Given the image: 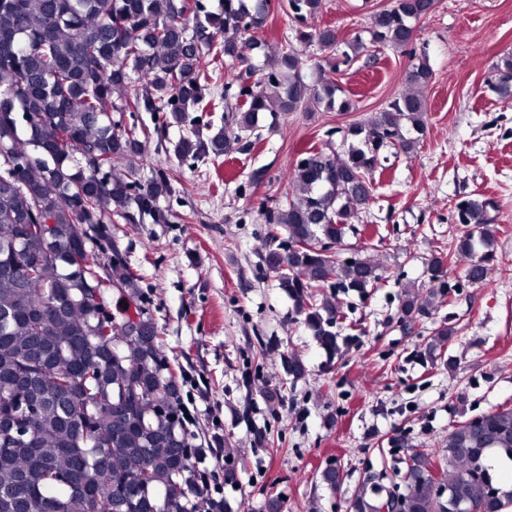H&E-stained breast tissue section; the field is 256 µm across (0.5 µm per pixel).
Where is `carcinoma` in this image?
<instances>
[{
    "mask_svg": "<svg viewBox=\"0 0 512 512\" xmlns=\"http://www.w3.org/2000/svg\"><path fill=\"white\" fill-rule=\"evenodd\" d=\"M435 0H390L372 16L371 43L409 57V89L386 108L343 131L345 157L309 149L294 164L285 200L259 202L268 231L262 261L278 274L307 329L329 356L346 340L335 331L344 318L327 293L331 288L372 294L383 267L369 257L341 256L356 233L359 214L371 203L373 174L382 150L404 154L420 146L426 129L424 89L433 74L416 59L415 24ZM322 0H0V416L15 415L22 439L0 435V512H234L212 496L209 479L192 459L206 454L188 433L186 409L158 326L137 274L117 249L112 260L94 238L69 247L87 224H168L160 199L171 193L170 175L142 176V146L152 132L193 123L173 145L181 161L247 153L259 114L323 108L347 112L352 102L332 76L333 64L317 68L310 84L298 42L321 50L336 46V30L306 27ZM295 32L275 51L261 32L273 11ZM228 61L222 99L232 127L198 124L200 112L216 109L211 92L214 64ZM120 92L112 99L114 92ZM152 112L154 129L116 115ZM197 116L191 118L189 113ZM53 221L59 259L22 274L42 255L37 232L14 241L31 223L24 195ZM491 202L464 199L453 211L468 225L456 252L467 259L464 278L481 283L493 259ZM286 239H281L282 234ZM81 268L96 281L100 300L119 292L112 322L91 317V304L65 268ZM429 291L402 292L400 319L414 322L436 299L460 283L448 280L442 256L431 259ZM133 306L137 323L126 307ZM453 326L433 328L425 352L444 355ZM279 358L291 383L306 374L295 352L260 348L258 359ZM135 392L129 410L122 393ZM33 400L34 415L19 411ZM447 454L434 458L408 450L405 489L396 494L404 512H452L457 503L478 512H505L512 486L494 481L489 459L512 461V407L500 406L455 424ZM363 485L352 512H379L381 500Z\"/></svg>",
    "mask_w": 512,
    "mask_h": 512,
    "instance_id": "cac0c4a2",
    "label": "carcinoma"
}]
</instances>
